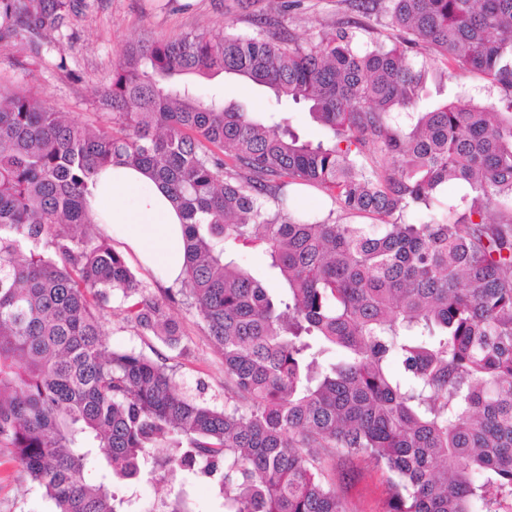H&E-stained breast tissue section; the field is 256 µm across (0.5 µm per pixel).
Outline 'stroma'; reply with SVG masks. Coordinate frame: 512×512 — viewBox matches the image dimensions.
Returning <instances> with one entry per match:
<instances>
[{
	"label": "stroma",
	"instance_id": "35a3bbf8",
	"mask_svg": "<svg viewBox=\"0 0 512 512\" xmlns=\"http://www.w3.org/2000/svg\"><path fill=\"white\" fill-rule=\"evenodd\" d=\"M64 25L41 43L11 36L0 39V86H38L57 111L78 119L105 122L109 114L100 92L123 45L139 38L175 39L206 28L212 33L246 32L263 14L300 42L318 41L347 12L346 0H80ZM466 85L475 101L494 100L497 90L480 75L437 65L427 81L426 103L452 99ZM179 322L182 342L172 350L141 334L123 319L118 301L104 312L102 328L114 347L161 357L176 385L203 380L210 391L224 392V363L197 314L182 302H168ZM350 512H384L387 485L381 471L365 462L339 473ZM0 512H50L48 502L0 447Z\"/></svg>",
	"mask_w": 512,
	"mask_h": 512
}]
</instances>
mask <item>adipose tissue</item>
<instances>
[{
	"instance_id": "ef3b65f1",
	"label": "adipose tissue",
	"mask_w": 512,
	"mask_h": 512,
	"mask_svg": "<svg viewBox=\"0 0 512 512\" xmlns=\"http://www.w3.org/2000/svg\"><path fill=\"white\" fill-rule=\"evenodd\" d=\"M93 210L105 217L104 232L122 243L163 283L184 277L182 220L165 189L144 171L124 165L102 170L90 188Z\"/></svg>"
}]
</instances>
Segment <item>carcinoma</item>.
I'll return each mask as SVG.
<instances>
[{"label":"carcinoma","instance_id":"obj_1","mask_svg":"<svg viewBox=\"0 0 512 512\" xmlns=\"http://www.w3.org/2000/svg\"><path fill=\"white\" fill-rule=\"evenodd\" d=\"M67 6L0 0V16L8 36H42ZM350 6L316 43L261 21L124 48L103 88L110 125L0 89V447L53 512H134L113 485L143 479L170 485L158 512H194L201 478L223 512H349L331 474L354 459L386 475L385 512H512V0ZM374 9L403 33L390 47L360 46ZM448 61L499 97L462 86L414 111ZM221 74L301 107L325 139L189 80ZM114 163L148 169L185 218L171 295L223 358L222 404L104 338L112 298L168 348L182 338L89 212ZM450 182L468 187L462 206L400 221ZM299 186L332 208L296 212ZM239 244L264 251L280 291L230 256Z\"/></svg>","mask_w":512,"mask_h":512}]
</instances>
